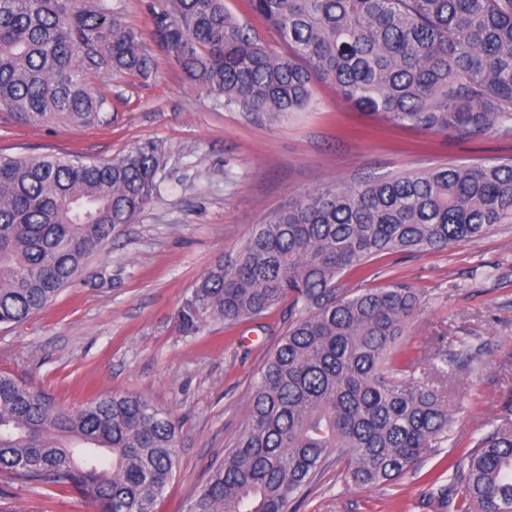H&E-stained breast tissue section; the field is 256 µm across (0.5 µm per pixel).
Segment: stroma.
I'll use <instances>...</instances> for the list:
<instances>
[{"instance_id":"1","label":"stroma","mask_w":512,"mask_h":512,"mask_svg":"<svg viewBox=\"0 0 512 512\" xmlns=\"http://www.w3.org/2000/svg\"><path fill=\"white\" fill-rule=\"evenodd\" d=\"M138 30L157 62L148 80L112 70L94 83L112 102V121L95 128L29 125L0 109V154L78 153L109 160L152 141L167 154L158 199L118 226L104 251L44 310L0 325V372L44 388L63 407L94 396L139 394L180 422L179 463L155 512H189L210 468L245 432L255 383L288 328L284 309L261 321L210 325L182 335L174 313L195 279L238 247L255 225L304 194L337 183L512 156V138L463 139L381 124L316 83L303 112L271 122L223 108L195 89L158 44L152 0H108ZM405 281L421 306L410 350L481 347L475 372L444 379L453 436L419 469L362 491L339 463L317 479L297 512H455L434 493L448 460L472 448L512 409V226L441 251L381 257L344 294ZM0 512H92L78 495L0 474Z\"/></svg>"}]
</instances>
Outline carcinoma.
Returning a JSON list of instances; mask_svg holds the SVG:
<instances>
[{"instance_id": "obj_1", "label": "carcinoma", "mask_w": 512, "mask_h": 512, "mask_svg": "<svg viewBox=\"0 0 512 512\" xmlns=\"http://www.w3.org/2000/svg\"><path fill=\"white\" fill-rule=\"evenodd\" d=\"M278 35L252 36L225 0H157L154 33L193 86L226 108L274 119L305 111L317 80L393 126L465 139L512 137V0H247ZM104 67L148 79L139 35L105 0H0V106L24 123L98 127ZM162 149L107 161L0 155V324L46 308L119 224L154 201ZM512 224V158L315 189L257 225L206 269L177 312L186 335L222 321L296 312L262 369L245 434L190 512H293L331 460L370 490L448 441L442 389L402 345L420 307L405 282L338 294L345 274L396 253L476 242ZM436 353L435 374L468 366ZM173 415L137 394L64 408L0 373V474L64 487L95 512H153L176 466ZM457 512H512V422L449 465Z\"/></svg>"}]
</instances>
